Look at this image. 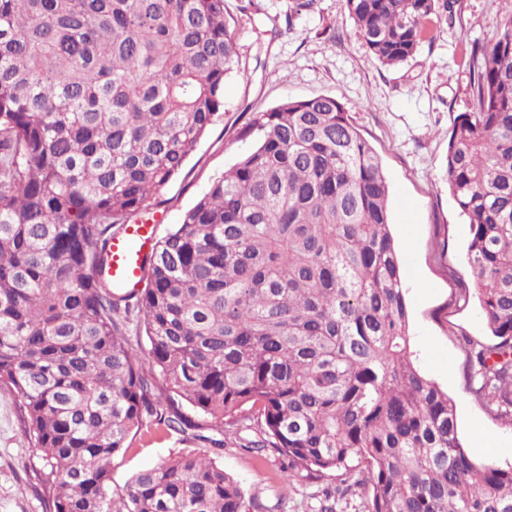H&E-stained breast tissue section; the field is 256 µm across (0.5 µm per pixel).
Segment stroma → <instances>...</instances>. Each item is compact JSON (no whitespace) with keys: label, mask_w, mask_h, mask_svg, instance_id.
<instances>
[{"label":"stroma","mask_w":512,"mask_h":512,"mask_svg":"<svg viewBox=\"0 0 512 512\" xmlns=\"http://www.w3.org/2000/svg\"><path fill=\"white\" fill-rule=\"evenodd\" d=\"M245 71L224 87L225 112L161 192L153 222L164 236L207 191L212 179L251 147L238 138L253 113L285 99L336 96L380 156L389 185L392 234L403 260L412 345L422 373L456 403L461 442L477 465H512V425L497 419L466 385L462 337L486 342L489 332L477 298L458 300L472 287L465 258L467 220L448 191L444 162L455 118L472 107L468 53L493 38L512 0H457L452 19L437 24L433 41L416 57L387 67L372 60L345 0H313L298 11L293 0H225ZM153 426L130 435L112 463V488L121 490L140 470L162 459L201 452L257 495L266 512H286L333 484L334 473L284 488L279 463L234 447L219 448ZM40 461L19 420V402L0 386V512H49Z\"/></svg>","instance_id":"stroma-1"}]
</instances>
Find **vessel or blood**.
<instances>
[{
  "mask_svg": "<svg viewBox=\"0 0 512 512\" xmlns=\"http://www.w3.org/2000/svg\"><path fill=\"white\" fill-rule=\"evenodd\" d=\"M153 239L152 225L131 224L123 235L112 240L108 273L116 287L128 291L138 288L142 259L150 251Z\"/></svg>",
  "mask_w": 512,
  "mask_h": 512,
  "instance_id": "1",
  "label": "vessel or blood"
}]
</instances>
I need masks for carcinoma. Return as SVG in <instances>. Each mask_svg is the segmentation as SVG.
<instances>
[{"label":"carcinoma","instance_id":"1","mask_svg":"<svg viewBox=\"0 0 512 512\" xmlns=\"http://www.w3.org/2000/svg\"><path fill=\"white\" fill-rule=\"evenodd\" d=\"M346 6L398 66L455 0ZM471 63L445 179L492 342L463 348L470 390L512 424V15ZM239 73L224 0H0V384L50 512H262L201 453L113 491L132 432L191 427L177 397L290 484L336 472L314 512H512V466L471 461L414 365L381 159L335 96L254 114L252 149L155 241L144 287L104 278L115 230L161 205Z\"/></svg>","mask_w":512,"mask_h":512}]
</instances>
